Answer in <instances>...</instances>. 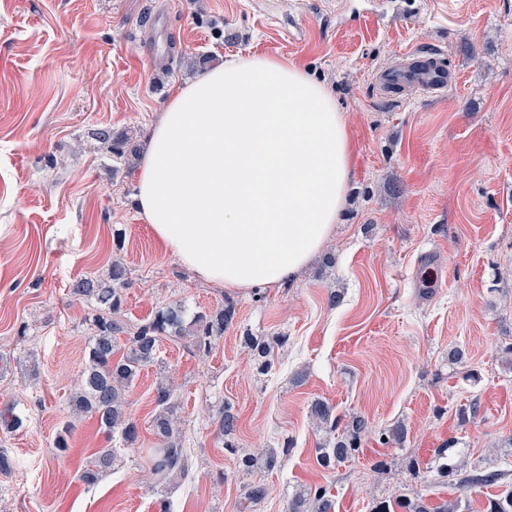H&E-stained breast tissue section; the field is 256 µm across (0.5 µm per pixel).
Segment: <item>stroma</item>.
<instances>
[{"label": "stroma", "instance_id": "35a3bbf8", "mask_svg": "<svg viewBox=\"0 0 512 512\" xmlns=\"http://www.w3.org/2000/svg\"><path fill=\"white\" fill-rule=\"evenodd\" d=\"M165 50L160 75L152 54ZM415 51L445 56L455 82L388 95L377 74ZM255 54L302 64L332 89L355 161L341 221L310 265L285 285L235 290L200 281L159 244L133 202L139 158L116 161L91 132L107 126L143 146L198 71ZM116 256L133 282L129 325L171 302L193 314L228 298L237 316L209 354L162 341L160 366L142 370L129 395L138 450L118 449L88 486L81 468L106 440L70 407L91 336L90 306L70 288ZM248 334L287 336L269 373H257ZM509 344L512 0H406L396 16L389 0H0V409L20 420L0 421V512H155L146 450L162 374L176 386L192 462L168 488L178 512H284L318 483L336 512H370L401 493L482 512L503 483L468 493L443 484L434 450L451 444L463 471L512 472ZM456 347L463 361L449 360ZM318 398L372 427L330 471L308 413ZM474 400L477 416L461 420ZM224 402L242 451L289 442L280 470L238 471L214 433ZM68 421L62 455L54 442ZM397 421L405 443L381 444ZM254 486L261 500L241 510Z\"/></svg>", "mask_w": 512, "mask_h": 512}]
</instances>
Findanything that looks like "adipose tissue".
<instances>
[{"instance_id":"adipose-tissue-1","label":"adipose tissue","mask_w":512,"mask_h":512,"mask_svg":"<svg viewBox=\"0 0 512 512\" xmlns=\"http://www.w3.org/2000/svg\"><path fill=\"white\" fill-rule=\"evenodd\" d=\"M354 145L332 91L260 54L199 72L146 139L135 201L163 248L224 288L295 278L343 208Z\"/></svg>"}]
</instances>
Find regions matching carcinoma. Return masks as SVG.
Listing matches in <instances>:
<instances>
[{
    "mask_svg": "<svg viewBox=\"0 0 512 512\" xmlns=\"http://www.w3.org/2000/svg\"><path fill=\"white\" fill-rule=\"evenodd\" d=\"M92 138L107 146L118 160L133 157L137 148L125 133L102 127L92 132ZM132 286L126 265L114 260L106 277H80L71 285L70 293L90 303L94 314L91 318L92 335L87 346V360L78 384L71 397L72 408L95 418L107 442L117 437L122 444L133 447L141 437L140 423L128 412L131 387L142 369L158 362L157 351L166 336H189L198 352L207 353L224 331L232 324L235 303L229 299L207 312H198L186 320L187 310L181 303H173L158 310L152 318L128 329L122 319L124 291ZM288 342L286 336L245 337V345L259 372L272 369L277 351ZM153 401L155 413L151 431L156 447L149 449L150 473L153 484L160 486L174 477L186 478L190 474V457L183 447L180 435L178 402L169 380L156 382ZM310 417L330 431L344 425L340 438L329 441L316 449L323 467L333 469L336 464L356 455L362 438L370 432L368 421L362 416H350L347 421L336 414L335 407L323 400L310 406ZM216 435L222 439L224 449L237 457L239 469L249 472L262 468L267 472L279 470L288 455L289 446L280 449L265 448L256 454L241 453L231 438L236 434L238 418L231 406L224 405L213 418ZM386 442H405L407 429L396 422L381 432ZM115 451L112 447L100 448L80 474L87 485L97 482L99 475L112 467ZM443 477L452 478L454 485L469 491L501 479L502 474L474 470L468 474L440 465ZM335 501L326 485L307 486L288 499L285 512H334ZM457 512L458 503L444 501L433 505L418 498L401 499L395 503L380 500L373 503L371 512ZM484 512H512V488L487 499Z\"/></svg>",
    "mask_w": 512,
    "mask_h": 512,
    "instance_id": "carcinoma-1",
    "label": "carcinoma"
}]
</instances>
